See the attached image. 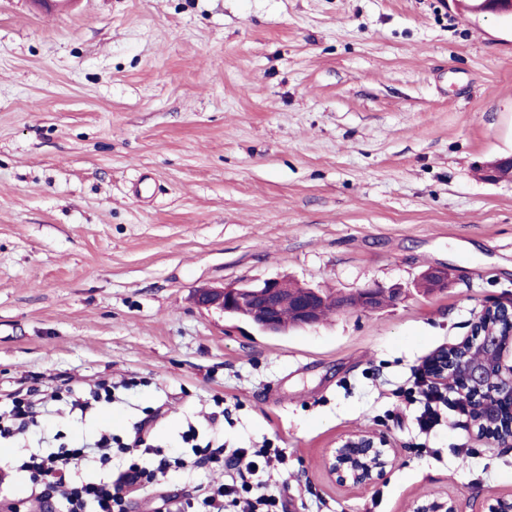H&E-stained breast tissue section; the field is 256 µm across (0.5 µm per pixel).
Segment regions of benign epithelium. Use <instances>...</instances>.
I'll list each match as a JSON object with an SVG mask.
<instances>
[{
    "instance_id": "7a95c632",
    "label": "benign epithelium",
    "mask_w": 512,
    "mask_h": 512,
    "mask_svg": "<svg viewBox=\"0 0 512 512\" xmlns=\"http://www.w3.org/2000/svg\"><path fill=\"white\" fill-rule=\"evenodd\" d=\"M456 7L475 13L512 14V0H470ZM490 182L512 178V158L498 159L486 165ZM400 292L373 283L356 293L357 306L372 311L384 301L398 299ZM291 302L288 323L296 328L318 325L326 304L312 288L306 293L288 298L287 282L278 278L260 284H225L202 288L196 294L197 304L209 311L241 320L264 333L276 335L283 327L281 307ZM435 379L448 384L452 381L464 394H470L479 416L472 420L476 434L504 446H512V304L493 303L477 315L468 337L451 350L437 352L429 361ZM396 449L383 434L351 432L337 441V446L324 454L326 476L341 485L370 486L383 479L392 467ZM417 512H461V506L451 495H436L417 508Z\"/></svg>"
}]
</instances>
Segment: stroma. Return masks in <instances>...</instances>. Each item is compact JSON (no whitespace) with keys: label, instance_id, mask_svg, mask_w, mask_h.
<instances>
[{"label":"stroma","instance_id":"35a3bbf8","mask_svg":"<svg viewBox=\"0 0 512 512\" xmlns=\"http://www.w3.org/2000/svg\"><path fill=\"white\" fill-rule=\"evenodd\" d=\"M510 155L512 22L448 0H0V394L116 385L84 416L49 406L11 456L125 437L158 408L156 445L192 424L287 449L288 512L438 492L489 512L512 448L450 412L421 433L400 393L512 302V182L478 172ZM435 267L447 287L417 288ZM269 278L401 297L283 335L194 303ZM219 400L232 416L207 426ZM352 431L396 448L369 488L324 472ZM213 478L168 477L130 512Z\"/></svg>","mask_w":512,"mask_h":512}]
</instances>
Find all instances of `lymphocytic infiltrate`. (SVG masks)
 I'll return each instance as SVG.
<instances>
[{
  "instance_id": "1",
  "label": "lymphocytic infiltrate",
  "mask_w": 512,
  "mask_h": 512,
  "mask_svg": "<svg viewBox=\"0 0 512 512\" xmlns=\"http://www.w3.org/2000/svg\"><path fill=\"white\" fill-rule=\"evenodd\" d=\"M420 399L424 410L417 418L420 430L428 431L438 425L441 415L438 405H446L459 415H467L468 402L456 392L445 391L433 380L429 369L420 372ZM55 392L29 389L15 392L7 409L0 410V439L36 425V408L55 400ZM156 415H149L134 427L133 438L113 444L111 434L85 447L79 444L57 449L48 454L29 455L19 466L37 489L41 501H56L60 512H129L133 493L154 491L161 478L185 468L183 458L173 457L150 444ZM93 452L100 464L109 465L114 453L126 457L118 474L96 482H77L75 469L86 452ZM194 464H206L224 473L222 483L206 492L191 489L183 497L161 500L164 512H181L182 508H199L200 512H288V501L274 482L275 474L288 467V451L271 443L249 448H227L206 444L193 446Z\"/></svg>"
}]
</instances>
